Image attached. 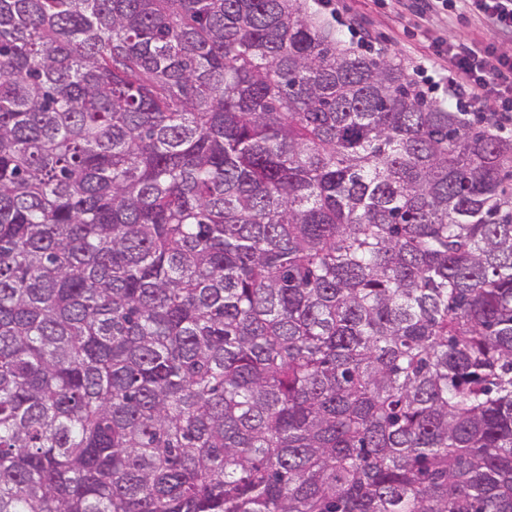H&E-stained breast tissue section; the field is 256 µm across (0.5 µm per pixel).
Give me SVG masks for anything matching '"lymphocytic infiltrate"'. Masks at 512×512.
Here are the masks:
<instances>
[{
	"mask_svg": "<svg viewBox=\"0 0 512 512\" xmlns=\"http://www.w3.org/2000/svg\"><path fill=\"white\" fill-rule=\"evenodd\" d=\"M462 9L489 32L479 44L434 41L428 63L449 99L475 112L494 113L499 131L512 126V0H463Z\"/></svg>",
	"mask_w": 512,
	"mask_h": 512,
	"instance_id": "f902f5d3",
	"label": "lymphocytic infiltrate"
}]
</instances>
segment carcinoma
Wrapping results in <instances>:
<instances>
[{"mask_svg": "<svg viewBox=\"0 0 512 512\" xmlns=\"http://www.w3.org/2000/svg\"><path fill=\"white\" fill-rule=\"evenodd\" d=\"M323 0H0V512H512V139Z\"/></svg>", "mask_w": 512, "mask_h": 512, "instance_id": "1", "label": "carcinoma"}]
</instances>
